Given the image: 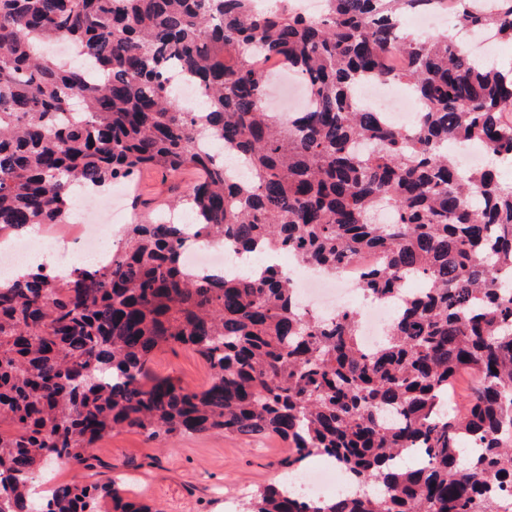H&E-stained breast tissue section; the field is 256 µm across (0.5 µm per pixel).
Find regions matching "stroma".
Returning <instances> with one entry per match:
<instances>
[{"label": "stroma", "instance_id": "stroma-1", "mask_svg": "<svg viewBox=\"0 0 512 512\" xmlns=\"http://www.w3.org/2000/svg\"><path fill=\"white\" fill-rule=\"evenodd\" d=\"M195 176L177 178L143 170L130 178L145 200L164 199ZM150 375L173 377L190 388L208 378L204 363L190 351L167 348L155 356ZM93 468L50 463L36 476L41 487L85 484L94 478H118L130 492L161 505L164 512H245L249 495L282 476L280 460L287 447L276 439L235 435H193L164 446L132 430L118 431L92 450Z\"/></svg>", "mask_w": 512, "mask_h": 512}]
</instances>
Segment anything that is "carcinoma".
Returning <instances> with one entry per match:
<instances>
[{"label": "carcinoma", "mask_w": 512, "mask_h": 512, "mask_svg": "<svg viewBox=\"0 0 512 512\" xmlns=\"http://www.w3.org/2000/svg\"><path fill=\"white\" fill-rule=\"evenodd\" d=\"M280 0H0V234L68 224L74 188L142 168L199 173L165 211L138 214L112 262L0 283V512H162L119 485H57L46 461L89 465L131 429L163 444L213 432L277 438L283 471L332 460L359 491L287 494L250 512H503L512 496V64L471 56L461 30L512 42V0H454L451 35L414 38L402 19L447 0H326L321 19ZM78 44L63 62L41 49ZM270 61L300 73L312 107L265 105ZM181 73L203 92L187 107ZM368 77L420 104L398 128L357 101ZM450 146L482 147L463 170ZM285 252L335 275L367 251L360 286L392 306L368 352L359 312L325 323L290 278L191 275L189 238ZM424 280L413 290L409 281ZM200 356L201 388L151 378L163 348ZM471 378L463 404L448 399Z\"/></svg>", "instance_id": "carcinoma-1"}]
</instances>
